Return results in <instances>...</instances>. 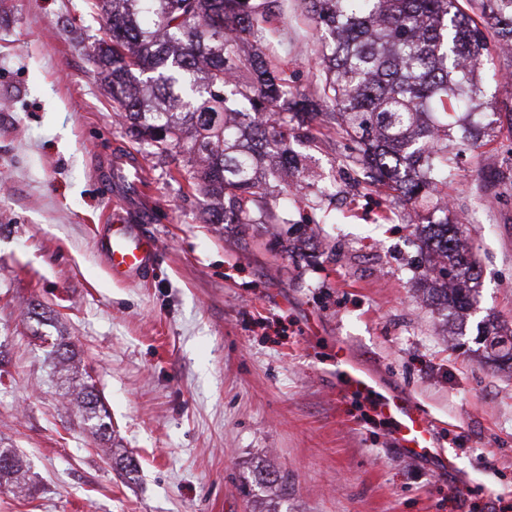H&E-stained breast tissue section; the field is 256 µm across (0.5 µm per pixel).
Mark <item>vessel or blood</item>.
Here are the masks:
<instances>
[{
	"label": "vessel or blood",
	"mask_w": 512,
	"mask_h": 512,
	"mask_svg": "<svg viewBox=\"0 0 512 512\" xmlns=\"http://www.w3.org/2000/svg\"><path fill=\"white\" fill-rule=\"evenodd\" d=\"M98 250L114 279L134 281L150 271L160 242L144 224L128 216L104 225ZM332 363L336 383L345 392L372 396L376 413L390 422L392 438L408 457L437 455L432 422L407 392L382 386L376 375L357 365L344 344L336 345Z\"/></svg>",
	"instance_id": "obj_1"
}]
</instances>
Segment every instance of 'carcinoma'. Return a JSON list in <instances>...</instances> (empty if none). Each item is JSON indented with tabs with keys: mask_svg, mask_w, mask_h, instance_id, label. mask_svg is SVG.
<instances>
[{
	"mask_svg": "<svg viewBox=\"0 0 512 512\" xmlns=\"http://www.w3.org/2000/svg\"><path fill=\"white\" fill-rule=\"evenodd\" d=\"M319 32L309 88L288 84L275 54L252 43L281 0H87L99 31L92 58L112 109L163 161L213 200L207 224H288L285 196L302 145L325 129L348 137L363 181L420 206L448 187L450 118L470 113L492 52L512 51V0H304ZM425 216L443 276L436 300L467 312L480 270L448 217ZM512 361V329L484 335ZM21 459L0 449V481L19 483Z\"/></svg>",
	"mask_w": 512,
	"mask_h": 512,
	"instance_id": "carcinoma-1",
	"label": "carcinoma"
}]
</instances>
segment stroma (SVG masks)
<instances>
[{
	"instance_id": "stroma-1",
	"label": "stroma",
	"mask_w": 512,
	"mask_h": 512,
	"mask_svg": "<svg viewBox=\"0 0 512 512\" xmlns=\"http://www.w3.org/2000/svg\"><path fill=\"white\" fill-rule=\"evenodd\" d=\"M270 27L307 88L316 30L293 13ZM97 29L85 0H0V448L24 466L0 512H512V377L477 354L486 314L512 325V135L493 113L512 54L481 75L448 181L481 267L459 324L423 299L420 209L356 182L335 133L300 148L311 190L288 208L314 221L305 242L284 224L204 223L206 198L113 112ZM119 158L143 198L100 181ZM130 206L161 243L144 284L113 280L96 246ZM339 341L429 415L451 470L404 456L338 391ZM86 386L106 427L84 417ZM265 469L287 491L258 482Z\"/></svg>"
}]
</instances>
